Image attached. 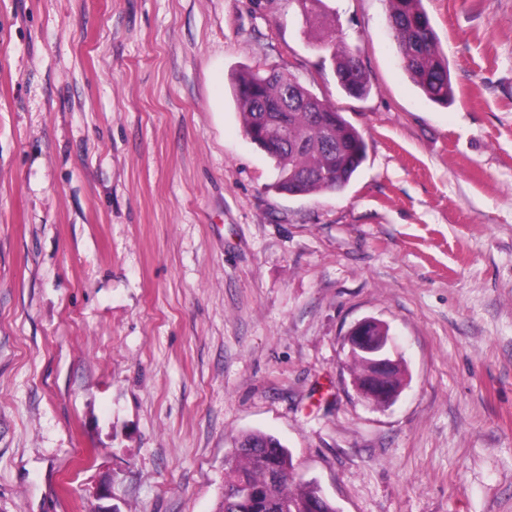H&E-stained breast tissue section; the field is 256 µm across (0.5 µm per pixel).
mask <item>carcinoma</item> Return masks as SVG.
<instances>
[{"label": "carcinoma", "mask_w": 512, "mask_h": 512, "mask_svg": "<svg viewBox=\"0 0 512 512\" xmlns=\"http://www.w3.org/2000/svg\"><path fill=\"white\" fill-rule=\"evenodd\" d=\"M306 16L305 33L323 44L329 52L342 90L353 97H364L372 86L360 67L358 49L337 33L336 20H319L317 5L322 0H293ZM389 20L403 69L414 85L430 101L449 104L454 98L448 59L441 51L423 0H388ZM257 88L267 101L281 104L279 112H257L251 101L239 97L241 88ZM234 99L241 111L243 129L250 137L255 131L264 136L288 129V145L269 155L282 182L270 185L279 192L294 189L339 193L350 184L366 158L367 143L361 132L334 107L331 119L318 121V110L308 100L314 93L291 77L277 73L266 79L260 68H244L231 78ZM242 452L224 473V498L219 512H337L318 484H298L293 458L281 441L264 432H247L239 440Z\"/></svg>", "instance_id": "carcinoma-1"}]
</instances>
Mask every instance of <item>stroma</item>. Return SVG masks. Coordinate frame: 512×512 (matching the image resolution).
I'll use <instances>...</instances> for the list:
<instances>
[{
    "label": "stroma",
    "instance_id": "obj_1",
    "mask_svg": "<svg viewBox=\"0 0 512 512\" xmlns=\"http://www.w3.org/2000/svg\"><path fill=\"white\" fill-rule=\"evenodd\" d=\"M455 100L387 0H0V512H217L247 431L338 512H512V0H424ZM275 69L364 135L341 193L271 191L230 77ZM386 322L409 381L351 384ZM295 2L301 14L306 16L307 29L304 33L323 44L329 52L336 77L342 90L353 97H364L371 92L370 80L361 65L360 55L356 47L348 45L337 33L336 20L319 21L316 7L322 0H291ZM361 67L353 73L352 67L356 61ZM389 20L403 69L430 101L449 104L454 98L448 59L441 51L423 0H388ZM374 322L375 335H370L368 326ZM349 351L362 354L368 363L369 372L365 378L353 383L356 392L376 407L391 406L401 393L404 381L397 385L393 372L401 367L399 357L393 359L394 339L389 326L373 319L357 322L347 335Z\"/></svg>",
    "mask_w": 512,
    "mask_h": 512
}]
</instances>
